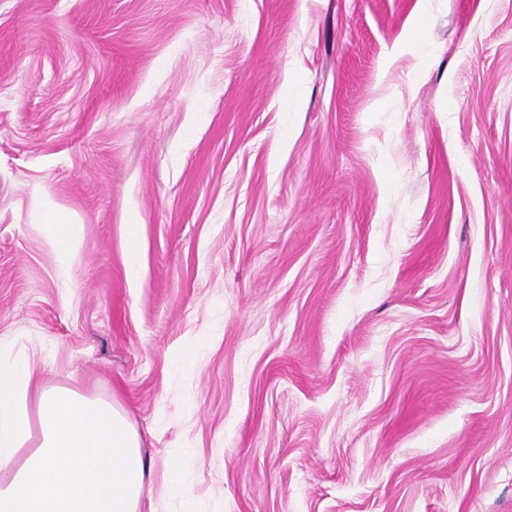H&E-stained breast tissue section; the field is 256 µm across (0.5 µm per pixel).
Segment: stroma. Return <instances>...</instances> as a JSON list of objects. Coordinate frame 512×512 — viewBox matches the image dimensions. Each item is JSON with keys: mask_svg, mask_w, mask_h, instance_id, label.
<instances>
[{"mask_svg": "<svg viewBox=\"0 0 512 512\" xmlns=\"http://www.w3.org/2000/svg\"><path fill=\"white\" fill-rule=\"evenodd\" d=\"M419 7L0 0V340L140 512H512V0ZM419 2L422 5L407 40V45L413 48L419 47L426 40L431 22L427 9L429 0H421Z\"/></svg>", "mask_w": 512, "mask_h": 512, "instance_id": "obj_1", "label": "stroma"}]
</instances>
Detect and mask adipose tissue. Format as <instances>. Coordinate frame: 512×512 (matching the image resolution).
Wrapping results in <instances>:
<instances>
[{
	"label": "adipose tissue",
	"instance_id": "ef3b65f1",
	"mask_svg": "<svg viewBox=\"0 0 512 512\" xmlns=\"http://www.w3.org/2000/svg\"><path fill=\"white\" fill-rule=\"evenodd\" d=\"M138 432L112 401L45 387L0 343V512H139Z\"/></svg>",
	"mask_w": 512,
	"mask_h": 512
}]
</instances>
